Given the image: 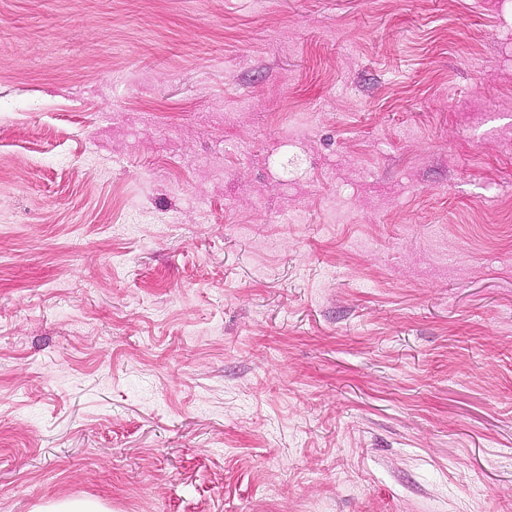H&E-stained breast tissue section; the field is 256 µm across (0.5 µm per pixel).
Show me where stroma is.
<instances>
[{
  "instance_id": "1",
  "label": "stroma",
  "mask_w": 512,
  "mask_h": 512,
  "mask_svg": "<svg viewBox=\"0 0 512 512\" xmlns=\"http://www.w3.org/2000/svg\"><path fill=\"white\" fill-rule=\"evenodd\" d=\"M86 497L512 512V0H0V512Z\"/></svg>"
}]
</instances>
